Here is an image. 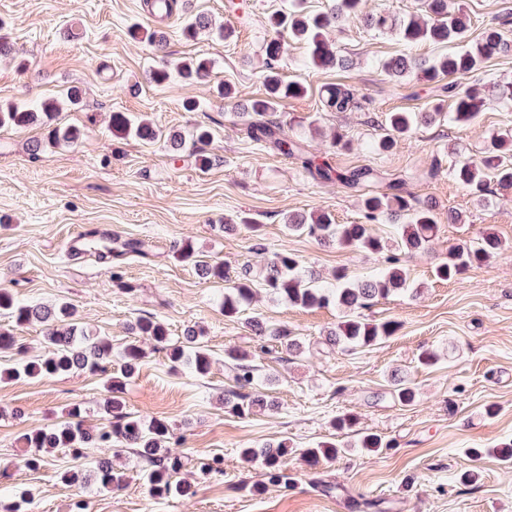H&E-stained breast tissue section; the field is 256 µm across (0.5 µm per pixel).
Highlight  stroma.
I'll list each match as a JSON object with an SVG mask.
<instances>
[{
    "mask_svg": "<svg viewBox=\"0 0 512 512\" xmlns=\"http://www.w3.org/2000/svg\"><path fill=\"white\" fill-rule=\"evenodd\" d=\"M145 3L0 0V36L15 51L0 58V106L59 99L72 85L83 92L79 106L63 108L56 118L59 126L81 130L77 142L46 144L42 125L0 128V289L22 304L71 303L91 331L111 338L116 352L129 339L128 323L140 317L160 320L174 339L185 327L201 330L212 358L207 377L173 370L164 353L152 351L124 393L129 412L170 424L184 461L178 476L196 493L151 497L137 477L144 460L117 446L108 455L129 477L118 492L99 490L92 481H62L61 472L74 462L61 450L47 455L39 469L25 467L30 451L19 437L27 429L65 420L76 405L87 426H104V377L81 372L0 381V496L25 491L20 512H70L78 500L85 512H372L374 502L381 512H512V468L489 454L477 461L467 454L512 441V262L496 258L451 281L434 275L450 249L476 242L485 230L512 245V189L493 184L478 199L449 173L455 157L480 158L498 130L512 128V102L488 99L472 124L422 126L380 151L386 113H449L454 106L432 84L389 77L383 62L402 53L430 59L443 54V46H410L356 19L327 34L350 68L314 73L304 44L288 43L281 72L308 91L280 100L279 120L334 168L369 166L381 174L380 181L356 190L326 183L310 177L298 159L252 142L237 114L238 103L264 94L267 19L288 10L291 0H191L194 11L223 21L227 36L221 40L186 36L183 17L158 21ZM464 3L471 19L465 43L479 41L488 26L512 41V0ZM134 23L163 32L165 50L132 40L128 29ZM197 57L215 63L207 80L175 75L157 86L147 79L162 62ZM336 82L354 88L357 108L323 111L321 91ZM221 83L235 88V98L218 94ZM188 101L197 102L196 111L184 110ZM116 112L185 136L197 125L210 127L209 165L200 167L188 149L173 158L162 139L115 138ZM336 133L343 144L334 149ZM36 140L43 147L34 155L29 147ZM396 177L405 178L410 197L436 202L438 229L427 252L405 261L411 280L422 285L420 294L392 295L369 309L370 317L400 324L377 345L330 347L325 337L340 319L338 310L292 306L262 289L238 317H225L224 282L201 278L177 257L176 245L188 240L202 260L224 264L233 275L245 267L260 275L264 249L293 253L324 277L341 269L366 278L382 267L381 256L288 234L285 218L325 211L336 223H359L364 197L385 191ZM452 211L460 222H449ZM241 216L250 227L222 231V223ZM91 227L115 231L120 242L147 241L152 254L126 256L116 268L119 284L112 280L116 269L94 252L69 264L64 242ZM253 319L288 328L301 339V354H288L274 342L259 347L248 326ZM229 349L253 353L260 389L277 401L275 411L257 409L246 417L225 411L222 398L233 385L224 358ZM426 350L438 354L437 364L419 363ZM395 373L415 388L413 405L392 396ZM490 405L495 414H487ZM347 414L356 417V431L379 435L384 448L370 456L354 448L356 432L332 426ZM282 441L295 450L288 458L291 486L267 485L264 493L251 494L265 475L260 463L241 462L240 449ZM322 441L348 451L336 462L309 466L299 449ZM215 456L224 460L222 473L203 471ZM471 470L478 477L465 482Z\"/></svg>",
    "mask_w": 512,
    "mask_h": 512,
    "instance_id": "stroma-1",
    "label": "stroma"
}]
</instances>
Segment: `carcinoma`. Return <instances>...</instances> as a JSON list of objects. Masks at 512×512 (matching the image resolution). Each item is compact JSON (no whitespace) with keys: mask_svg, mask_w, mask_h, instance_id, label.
I'll use <instances>...</instances> for the list:
<instances>
[{"mask_svg":"<svg viewBox=\"0 0 512 512\" xmlns=\"http://www.w3.org/2000/svg\"><path fill=\"white\" fill-rule=\"evenodd\" d=\"M363 0H329L328 7L315 14L282 11L270 19L274 35L266 42L265 62L262 71L264 96L242 104L246 133L253 141L267 142L286 156H296L303 168L322 181H337L349 188H357L365 182L379 179L378 173L369 167H357L338 171L320 156L307 150L303 140L294 138L284 130L275 117L276 105L282 98L301 96L307 86L294 81H285L280 73V61L284 52L282 33L303 42L307 48V65L312 71L333 68H348L350 61L340 55L335 46L326 38L331 28H340L353 17H360L364 25L373 31L383 33L395 30L405 42H432L452 44L461 40L470 21L463 4L451 0H421L420 8L413 14L396 19L379 10L362 13ZM213 20L205 14H197L189 19L186 32L190 36L212 28ZM512 52V43L502 33L490 27L485 29L480 41L457 51H450L433 60L421 59L402 54L383 62L382 69L394 78L422 76L433 81L440 76H448L452 81L440 86V90L455 98L454 112L450 118L455 123L469 124L482 111L486 95L497 94L502 98H512V85L493 84L481 91L472 86L462 87L458 80L466 78L481 68L483 61L494 55H507ZM213 69L209 58H197L188 62L176 63V70L186 79H205ZM323 106L330 112H347L358 107L354 93L344 84L336 83L326 87ZM60 110V104L48 100L41 104V111L33 112L26 108L11 106L0 109V128L25 127L42 118H51ZM445 119L441 112H389L386 115V136L380 140L379 148L388 150L396 140L414 132L421 124H433ZM112 134L126 139L154 141L163 131L152 123L133 121L123 112L112 113ZM450 175L463 184L469 192L482 198L487 194L488 181L508 190L512 188V131L505 130L491 138L485 155L478 161L462 158L455 161L449 170ZM363 221L359 224H337L327 213L312 214L308 217L292 215L288 217L286 228L292 234H306L323 245H336L366 253L384 256L385 267L372 278L355 281L338 270L333 282L319 283L314 271L303 269L298 257L292 253L276 252L265 259L260 283H255L250 271L244 270L232 280L224 290V316L233 318L242 308L250 304L256 286L267 293L301 308L336 307L343 311L342 320L326 335V342L345 351L359 347L373 346L398 331L400 324L395 320H373L360 315V311L396 293L416 294L420 287L408 277L401 256L409 257L426 248L436 229L435 206L430 201H414L407 198L398 183L388 185V191L370 195L363 200ZM389 220L397 225L395 247L400 254L389 252V244L379 237L373 225ZM135 254L146 258L151 247L143 241H129L122 244L116 256ZM178 258L191 261L198 268L201 277L206 279L229 280L228 272L222 264H204L197 259L191 243L185 242L178 249ZM492 257L512 259V247L493 232L486 231L472 245H462L448 252V257L435 268V276L440 280H452L466 271L481 266ZM0 312L9 315L17 326L32 320L48 323L50 332L44 337L45 354L31 360H22L16 365L1 370L0 379L16 380L46 376L69 375L79 371L107 375L106 386L109 397L105 399L103 411L108 416V425L92 432L82 422V409H70L68 418L50 427L35 428L20 437L27 448L35 453L27 459V466L36 469L42 463L43 454L52 450L69 451L76 461L88 458L91 448H110L120 442L128 448L137 449L140 457L151 464L145 471V478L155 497L170 495L187 496L193 494L191 485L175 479L183 467L182 457L168 446L170 425L167 421L151 418L146 420L126 411L123 399L127 381L138 372L146 352L139 341L128 342L120 352V372L112 374V342L105 336H98L74 321L73 307L61 302L55 306L19 305L12 295L0 290ZM251 326L261 341L273 340L286 352L302 350L300 339L285 328L269 329L255 320ZM131 334L147 338L154 343V349L165 353L172 367H188L196 376L209 373L211 360L199 342V333L193 327L184 330L182 340L174 341L167 327L151 317H140L130 326ZM232 388L224 392V408L239 417L250 415L256 407H270L268 401L257 388V366L253 357L244 351H231ZM393 396L403 405L415 400L411 383L403 377L393 379ZM358 446L365 453H375L386 447L382 438L366 433L359 437ZM342 452L334 442H322L315 448H304L303 459L311 465L322 461H333ZM293 453L287 443L280 442L264 450L243 448L241 459L246 463L260 460L267 483L283 485L292 483L288 472V455ZM96 482L103 488L122 487L125 476L114 470L105 460L93 462Z\"/></svg>","mask_w":512,"mask_h":512,"instance_id":"1","label":"carcinoma"}]
</instances>
